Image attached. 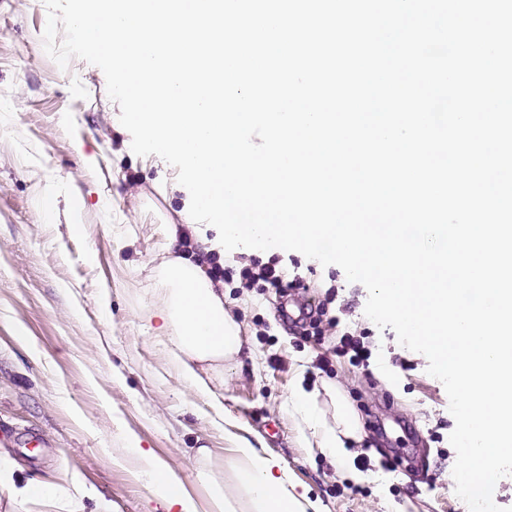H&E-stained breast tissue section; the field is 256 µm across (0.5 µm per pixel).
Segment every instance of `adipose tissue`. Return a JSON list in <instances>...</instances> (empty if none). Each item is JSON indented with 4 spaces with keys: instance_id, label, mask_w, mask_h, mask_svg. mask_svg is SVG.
<instances>
[{
    "instance_id": "ef3b65f1",
    "label": "adipose tissue",
    "mask_w": 512,
    "mask_h": 512,
    "mask_svg": "<svg viewBox=\"0 0 512 512\" xmlns=\"http://www.w3.org/2000/svg\"><path fill=\"white\" fill-rule=\"evenodd\" d=\"M157 290L160 302L154 315L161 321L159 331L177 343L183 355L179 367L184 380L196 395L209 396V388L196 380L193 362L229 360L242 348L238 327L224 310V294L201 267L180 257L163 263ZM291 402L318 435L322 451L345 462L349 450L317 414L313 392L297 387ZM135 453L165 512H199L197 501L169 463L140 447ZM236 458L232 481L247 493L253 512H308L310 501L289 490L288 473L275 460L249 444L238 446Z\"/></svg>"
}]
</instances>
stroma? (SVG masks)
<instances>
[{
  "label": "stroma",
  "instance_id": "35a3bbf8",
  "mask_svg": "<svg viewBox=\"0 0 512 512\" xmlns=\"http://www.w3.org/2000/svg\"><path fill=\"white\" fill-rule=\"evenodd\" d=\"M47 16L44 0H0V455L38 483L79 477L112 512H162L128 437L174 465L205 506L246 440L318 512H469L455 493L442 383L366 317V288L339 266L280 248L225 253L236 270L279 259L292 304L335 289L340 323L311 336L280 320L261 283L225 288L243 350L199 364L211 400L181 379L151 312L190 195L177 168L132 152L99 67L75 57L63 69L45 53ZM344 331L363 336L369 366L337 355ZM300 384L328 425L338 409L353 416L346 443L364 481L321 451L293 409Z\"/></svg>",
  "mask_w": 512,
  "mask_h": 512
}]
</instances>
